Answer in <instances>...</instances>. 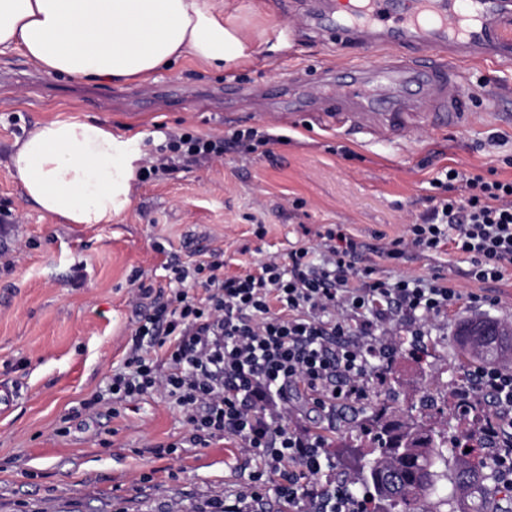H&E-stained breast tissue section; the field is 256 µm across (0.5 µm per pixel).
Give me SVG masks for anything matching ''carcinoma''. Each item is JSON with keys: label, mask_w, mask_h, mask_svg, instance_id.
<instances>
[{"label": "carcinoma", "mask_w": 512, "mask_h": 512, "mask_svg": "<svg viewBox=\"0 0 512 512\" xmlns=\"http://www.w3.org/2000/svg\"><path fill=\"white\" fill-rule=\"evenodd\" d=\"M472 321L458 332L461 364L504 365L512 362V341L508 336L475 335ZM364 429L379 441V455L368 464L364 477L381 512H455L453 504L461 496L475 500V512H512V495H500L494 475L474 465L467 454L454 456L448 463L445 453L448 433L430 432L413 421L402 420L387 412H377ZM382 473H396L399 480L390 491L378 481Z\"/></svg>", "instance_id": "obj_1"}]
</instances>
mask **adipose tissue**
I'll return each mask as SVG.
<instances>
[{"mask_svg": "<svg viewBox=\"0 0 512 512\" xmlns=\"http://www.w3.org/2000/svg\"><path fill=\"white\" fill-rule=\"evenodd\" d=\"M250 37L217 0H0V55L18 49L45 74L147 80L177 59L250 60ZM141 134L71 118L38 125L11 164L31 204L69 224H108L132 204Z\"/></svg>", "mask_w": 512, "mask_h": 512, "instance_id": "1", "label": "adipose tissue"}]
</instances>
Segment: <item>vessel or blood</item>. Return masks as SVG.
Wrapping results in <instances>:
<instances>
[{
    "mask_svg": "<svg viewBox=\"0 0 512 512\" xmlns=\"http://www.w3.org/2000/svg\"><path fill=\"white\" fill-rule=\"evenodd\" d=\"M329 31L346 41L373 46H425L419 59L385 61L374 71L379 83L398 81L432 90L436 124H456L469 109L459 61L512 63V0H356L337 12Z\"/></svg>",
    "mask_w": 512,
    "mask_h": 512,
    "instance_id": "b4317fda",
    "label": "vessel or blood"
}]
</instances>
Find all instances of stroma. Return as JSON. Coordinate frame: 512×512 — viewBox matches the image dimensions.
Returning a JSON list of instances; mask_svg holds the SVG:
<instances>
[{
	"mask_svg": "<svg viewBox=\"0 0 512 512\" xmlns=\"http://www.w3.org/2000/svg\"><path fill=\"white\" fill-rule=\"evenodd\" d=\"M322 3L230 0L242 23L263 31L248 64L179 60L144 82L49 76L21 52L0 56V386L20 388L0 411V512H210L243 479L237 441L162 455L158 446L189 434L176 406L159 393L112 403L110 379L138 319L130 278L140 269L166 287L171 259L213 253L236 274L269 253L317 249L333 224L362 243L358 267L390 279L440 275L462 295L418 346L420 357L401 336L384 381H368L367 399L339 410L326 431L333 480L377 455L359 426L377 408L455 432V333L480 316L512 324V265L501 281L481 284L450 251L413 249L402 261L381 251L432 207L441 169L512 179V65L462 63L473 102L456 125L438 126L419 107L406 133L373 117L365 132L346 130L331 108L337 81L359 75L365 95L379 94L368 78L383 56L425 50L340 46L332 35L289 32ZM69 118L147 134L154 155L178 130L220 137L253 128L276 142L266 155L228 152L135 181L132 205L112 223L66 224L28 202L10 155L36 125ZM259 222L261 240L253 234ZM474 295L489 304L471 303ZM92 398L96 408L85 411Z\"/></svg>",
	"mask_w": 512,
	"mask_h": 512,
	"instance_id": "1",
	"label": "stroma"
}]
</instances>
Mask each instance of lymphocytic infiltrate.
Masks as SVG:
<instances>
[{
    "instance_id": "f902f5d3",
    "label": "lymphocytic infiltrate",
    "mask_w": 512,
    "mask_h": 512,
    "mask_svg": "<svg viewBox=\"0 0 512 512\" xmlns=\"http://www.w3.org/2000/svg\"><path fill=\"white\" fill-rule=\"evenodd\" d=\"M269 142L252 129L222 138L174 132L139 175L147 180L228 148L250 154ZM431 185L447 198L391 240L383 257L448 246L469 260L471 279L498 281L512 265V180L447 167ZM360 249L337 227L326 230L320 252L272 254L238 275H225L216 260L174 263L176 286L166 293L145 284L144 272L133 275L141 312L109 391L119 402L151 392L173 399L193 445L238 439L248 475L212 512H264L272 496L287 512H363L369 491L331 480L330 442L298 425L302 407L331 422L341 404L366 399L368 379H383V364L397 352L394 328L422 341L460 294L438 277L390 280L357 268ZM469 377L460 402L495 408L496 423L481 432L497 441L500 426L512 423V373L477 366Z\"/></svg>"
}]
</instances>
